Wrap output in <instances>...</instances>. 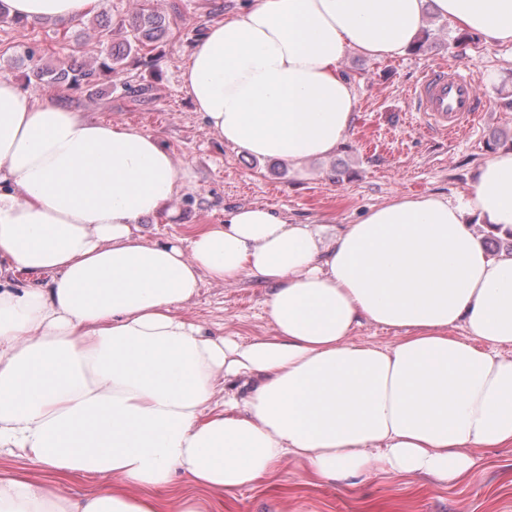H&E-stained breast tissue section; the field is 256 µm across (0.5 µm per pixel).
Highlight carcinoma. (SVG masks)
<instances>
[{"mask_svg": "<svg viewBox=\"0 0 512 512\" xmlns=\"http://www.w3.org/2000/svg\"><path fill=\"white\" fill-rule=\"evenodd\" d=\"M121 26H129L131 40L126 42V51L117 52L108 50L95 66H88L78 62L71 56L56 59L52 67L43 66L29 55L30 73L27 79L34 81L37 89L67 87L77 88L81 85L95 87L99 81L123 71V61L130 55H135L138 62L145 66L153 63L150 56V47L158 41L165 32V18L146 8L138 7L127 20H120Z\"/></svg>", "mask_w": 512, "mask_h": 512, "instance_id": "cac0c4a2", "label": "carcinoma"}]
</instances>
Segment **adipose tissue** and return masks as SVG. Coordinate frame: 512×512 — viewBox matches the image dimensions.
Here are the masks:
<instances>
[{
	"mask_svg": "<svg viewBox=\"0 0 512 512\" xmlns=\"http://www.w3.org/2000/svg\"><path fill=\"white\" fill-rule=\"evenodd\" d=\"M73 22L98 0H0ZM512 42V0H250L207 26L181 73L208 131L257 160H323L358 108L348 51L413 45L425 5ZM161 140L93 121L0 79V454L50 471L0 478V512H158L175 474L233 493L283 461L330 483L383 472L478 475L476 448L512 447V254L469 220L512 228V147L466 193L397 194L326 232L265 206L227 211L186 245L141 220L179 191ZM36 282L17 287L18 275ZM268 286L269 336L239 343L180 315L203 281ZM370 322L405 329L359 342ZM247 394L221 393L223 382ZM109 488L66 504L73 475ZM403 336H405V331L402 329L384 328L366 322L357 327L354 333L355 340L376 344L382 347L396 344Z\"/></svg>",
	"mask_w": 512,
	"mask_h": 512,
	"instance_id": "ef3b65f1",
	"label": "adipose tissue"
}]
</instances>
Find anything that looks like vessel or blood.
Wrapping results in <instances>:
<instances>
[{"instance_id": "obj_1", "label": "vessel or blood", "mask_w": 512, "mask_h": 512, "mask_svg": "<svg viewBox=\"0 0 512 512\" xmlns=\"http://www.w3.org/2000/svg\"><path fill=\"white\" fill-rule=\"evenodd\" d=\"M412 101L431 129L451 133L479 110L476 87L469 74L447 67L429 72L415 88Z\"/></svg>"}]
</instances>
